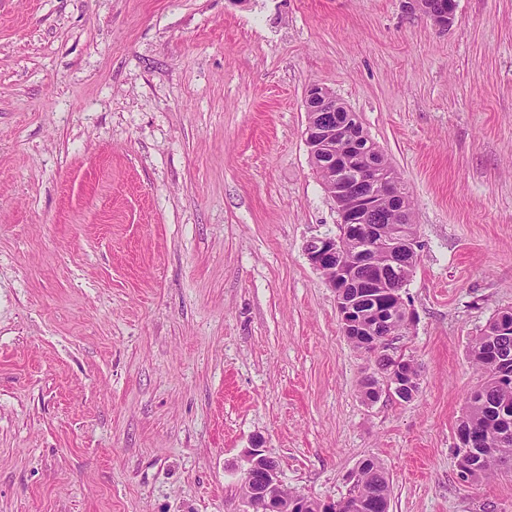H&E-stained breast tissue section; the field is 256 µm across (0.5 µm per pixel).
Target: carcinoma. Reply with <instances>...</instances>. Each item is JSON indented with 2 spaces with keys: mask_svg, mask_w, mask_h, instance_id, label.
<instances>
[{
  "mask_svg": "<svg viewBox=\"0 0 512 512\" xmlns=\"http://www.w3.org/2000/svg\"><path fill=\"white\" fill-rule=\"evenodd\" d=\"M492 349L502 366L512 365V310L494 316L470 346L472 361L483 371L484 382L469 397L458 434L482 435L488 438L493 454L486 458L480 447L468 452L456 449L458 467L469 472V482L497 473L498 466L512 462V435L499 439L498 430L512 426V377H502L487 367L486 349ZM366 352L373 355L378 370L390 373L393 361L388 348ZM390 484L380 464L373 459L362 461L356 474L354 490L336 502V512H386L390 500Z\"/></svg>",
  "mask_w": 512,
  "mask_h": 512,
  "instance_id": "obj_1",
  "label": "carcinoma"
}]
</instances>
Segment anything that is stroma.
Listing matches in <instances>:
<instances>
[{
  "label": "stroma",
  "mask_w": 512,
  "mask_h": 512,
  "mask_svg": "<svg viewBox=\"0 0 512 512\" xmlns=\"http://www.w3.org/2000/svg\"><path fill=\"white\" fill-rule=\"evenodd\" d=\"M314 84L412 201L409 402L363 401L305 254ZM509 309L512 0H0V512H243L257 438L313 499L373 458L389 512H512L455 454Z\"/></svg>",
  "instance_id": "35a3bbf8"
}]
</instances>
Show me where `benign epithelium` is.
Returning a JSON list of instances; mask_svg holds the SVG:
<instances>
[{
	"mask_svg": "<svg viewBox=\"0 0 512 512\" xmlns=\"http://www.w3.org/2000/svg\"><path fill=\"white\" fill-rule=\"evenodd\" d=\"M343 110L345 106L325 87L313 84L305 97L306 143L312 160L328 170L326 190L336 203L341 223L348 237H314L305 248L310 264L322 273L336 293V306L346 336H366L368 344L380 349L390 345L391 337H381V326L394 320L399 309L400 323L413 320L401 290L404 284L382 278L365 287L357 272L375 264L374 257H396L417 253V240L407 230L410 223L404 208L406 196L396 177L378 161L381 149L351 122L324 123V112ZM399 216V221L385 233L371 224L372 215L384 205ZM357 245V259H346L348 245ZM242 495L245 512H307L311 498L296 494L288 499L279 477L278 464L255 447L248 451Z\"/></svg>",
	"mask_w": 512,
	"mask_h": 512,
	"instance_id": "benign-epithelium-1",
	"label": "benign epithelium"
}]
</instances>
